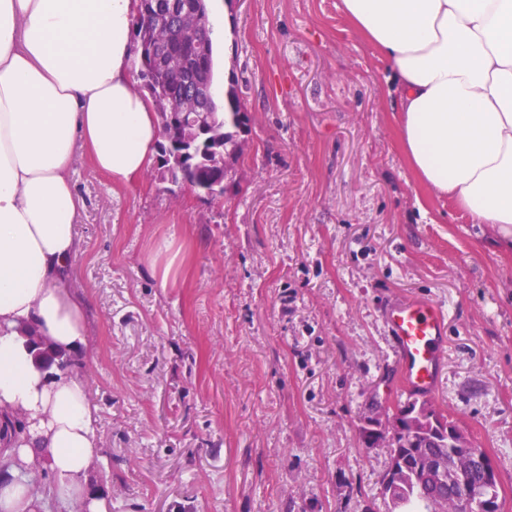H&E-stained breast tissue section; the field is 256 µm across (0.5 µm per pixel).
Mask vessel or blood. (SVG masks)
I'll use <instances>...</instances> for the list:
<instances>
[{
  "mask_svg": "<svg viewBox=\"0 0 512 512\" xmlns=\"http://www.w3.org/2000/svg\"><path fill=\"white\" fill-rule=\"evenodd\" d=\"M381 313L392 341L394 366L402 389L418 396L436 393L447 354L445 311L432 300L417 297L386 299Z\"/></svg>",
  "mask_w": 512,
  "mask_h": 512,
  "instance_id": "obj_1",
  "label": "vessel or blood"
}]
</instances>
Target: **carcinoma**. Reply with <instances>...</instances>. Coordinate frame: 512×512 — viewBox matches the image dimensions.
<instances>
[{"label":"carcinoma","mask_w":512,"mask_h":512,"mask_svg":"<svg viewBox=\"0 0 512 512\" xmlns=\"http://www.w3.org/2000/svg\"><path fill=\"white\" fill-rule=\"evenodd\" d=\"M200 0H137V14L132 26L133 40L137 44L136 72L149 70L154 73V92L149 95L150 102L157 112L179 111L187 114L203 115L210 122L209 140L211 143L196 150L193 162L181 166L178 153L182 150L179 133L165 129L161 133L158 156L170 153L169 160L157 166L160 180L187 184L194 190L205 193L213 192L211 200L224 201L222 182L227 177L230 162L241 154V134L248 131L249 117L245 111L238 90L231 86L224 93L222 101H217L213 85L215 82L214 50L209 39L210 19L207 9H199ZM175 61H184L181 68L173 66ZM25 337L33 349L35 358L43 367L57 366L62 370L82 366L75 355L54 352L34 327L26 330ZM423 407L445 426H456L440 413L427 399H408L398 406V411ZM6 427L0 431V442L10 448L20 441L25 432L19 415L10 412L4 414ZM388 468L384 471L380 496L384 512H432L436 509L434 496L442 498L440 512H459V503L463 492L457 485H445L441 490H434L424 477H410L409 498L401 507L391 504L386 486V478L391 466L399 457L410 451L408 439L399 437L388 441ZM429 452L439 458L448 460L453 466L455 457L469 456L472 463L466 475L467 484L472 488L484 485L485 461L488 455L481 448L467 446L450 448L439 444ZM17 468L19 478L24 479L40 490L44 499L54 498L50 479L49 460L37 455L30 462L16 460L5 452L0 457V476L10 475L11 468Z\"/></svg>","instance_id":"obj_1"}]
</instances>
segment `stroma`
<instances>
[{"label": "stroma", "mask_w": 512, "mask_h": 512, "mask_svg": "<svg viewBox=\"0 0 512 512\" xmlns=\"http://www.w3.org/2000/svg\"><path fill=\"white\" fill-rule=\"evenodd\" d=\"M223 3L215 78L249 116L223 204L73 166L108 512H366L388 453L360 430L407 398L381 396L380 306L416 296L450 312L432 402L512 512V249L417 182L340 0ZM169 235L183 265L164 287L145 257Z\"/></svg>", "instance_id": "stroma-1"}]
</instances>
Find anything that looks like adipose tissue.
Segmentation results:
<instances>
[{
  "mask_svg": "<svg viewBox=\"0 0 512 512\" xmlns=\"http://www.w3.org/2000/svg\"><path fill=\"white\" fill-rule=\"evenodd\" d=\"M395 83L396 138L418 182L512 247V0H341ZM135 0H0V406L30 422L22 460L50 461L59 497L107 512L91 467L99 414L76 371L41 370L23 330L88 353L69 269L84 201L78 155L111 184L152 164L156 116L135 88Z\"/></svg>",
  "mask_w": 512,
  "mask_h": 512,
  "instance_id": "adipose-tissue-1",
  "label": "adipose tissue"
}]
</instances>
